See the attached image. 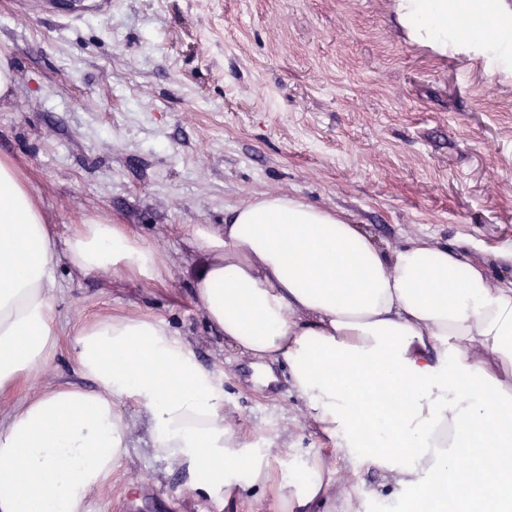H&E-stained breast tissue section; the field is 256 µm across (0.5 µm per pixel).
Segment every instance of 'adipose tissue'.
Wrapping results in <instances>:
<instances>
[{"label": "adipose tissue", "mask_w": 512, "mask_h": 512, "mask_svg": "<svg viewBox=\"0 0 512 512\" xmlns=\"http://www.w3.org/2000/svg\"><path fill=\"white\" fill-rule=\"evenodd\" d=\"M410 39H465L512 64V0H396ZM209 259L193 282L207 322L237 348L288 366L333 444L384 475L393 496L432 512H512V278L413 238L380 244L301 198L264 194L223 227L193 225ZM84 273L159 280L153 247L89 219L59 254L43 204L0 157V393L37 377L57 346L52 288L61 256ZM72 350L94 389L55 388L0 424V512H88L128 453L121 405L148 415L153 452L223 499L274 484L280 512H328L338 470L315 455L275 482L267 454L224 419V393L188 344L147 314L84 322ZM480 470L483 482L471 486Z\"/></svg>", "instance_id": "adipose-tissue-1"}]
</instances>
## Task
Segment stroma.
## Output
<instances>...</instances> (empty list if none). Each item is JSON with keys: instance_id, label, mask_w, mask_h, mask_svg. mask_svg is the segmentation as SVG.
Instances as JSON below:
<instances>
[{"instance_id": "obj_1", "label": "stroma", "mask_w": 512, "mask_h": 512, "mask_svg": "<svg viewBox=\"0 0 512 512\" xmlns=\"http://www.w3.org/2000/svg\"><path fill=\"white\" fill-rule=\"evenodd\" d=\"M0 0V155L16 159L65 247L91 217L128 225L163 280L84 274L54 285L60 346L36 379L0 394V419L55 386L92 388L70 348L86 319L165 320L224 390L226 423L251 447L302 461L332 444L286 365L225 342L196 304L206 253L189 225L218 227L260 193L342 213L382 244L418 236L481 263L512 252V82L461 45L455 58L409 40L394 0ZM128 455L89 512H277L269 490L221 504L157 458L141 407L125 402ZM331 512L358 489L394 512L382 473L338 454Z\"/></svg>"}]
</instances>
